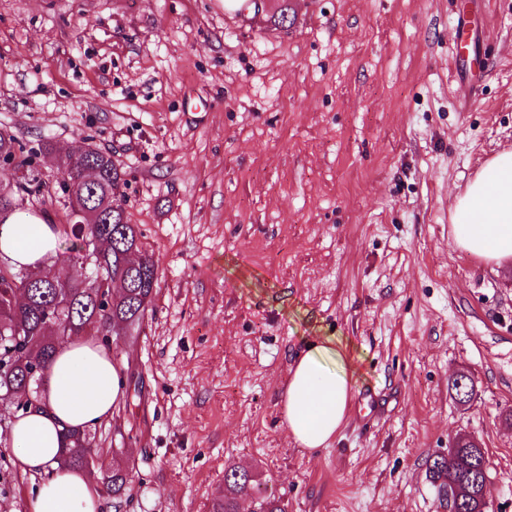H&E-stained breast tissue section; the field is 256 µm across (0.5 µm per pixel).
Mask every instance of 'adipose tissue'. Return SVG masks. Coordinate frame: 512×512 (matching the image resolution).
<instances>
[{
    "label": "adipose tissue",
    "mask_w": 512,
    "mask_h": 512,
    "mask_svg": "<svg viewBox=\"0 0 512 512\" xmlns=\"http://www.w3.org/2000/svg\"><path fill=\"white\" fill-rule=\"evenodd\" d=\"M455 245L486 262L512 257V151L489 160L451 211ZM59 228L31 212L0 223V258L10 265L42 263L59 247ZM344 356L331 341L308 343L288 369L282 412L303 448L327 447L343 424L351 388ZM124 379L112 349L77 336L57 352L44 380L43 405L18 418L7 432L16 465L49 471L33 491L31 512H98L99 493L82 471L61 467L64 430H85L111 419L124 398Z\"/></svg>",
    "instance_id": "obj_1"
}]
</instances>
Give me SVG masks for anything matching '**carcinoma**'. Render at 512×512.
<instances>
[{
  "label": "carcinoma",
  "mask_w": 512,
  "mask_h": 512,
  "mask_svg": "<svg viewBox=\"0 0 512 512\" xmlns=\"http://www.w3.org/2000/svg\"><path fill=\"white\" fill-rule=\"evenodd\" d=\"M38 151L26 149L6 129H0V160L12 164L11 170H26V175L5 183L0 192V212L14 213L32 195L51 196L47 183L34 175ZM124 172L109 152L99 148L69 158L63 172L68 199L69 220L59 225L60 237L72 235L67 251L56 259L29 270L0 265V392L18 390L26 394L33 379L30 371L48 366L67 336H82L97 329L108 336H127L138 331L156 295L159 276L151 256L142 253L141 231L128 222L118 187ZM88 214L86 223L72 221L76 208ZM99 240L105 253L103 277L123 278L128 288L104 299L105 282L72 280L65 285L51 282L56 261H73L89 242ZM61 463L80 470L88 466L77 449L90 444L84 431L67 429L62 434ZM427 473L438 496L453 498L455 512H476L477 496L486 481L483 448L459 436L449 455L426 459ZM126 462L117 458L112 468L99 470L100 479L112 489V496L122 499L128 490ZM251 499L255 512H285L280 499L263 496L259 474L229 467L224 472V496L210 503L208 512H239V502Z\"/></svg>",
  "instance_id": "obj_1"
}]
</instances>
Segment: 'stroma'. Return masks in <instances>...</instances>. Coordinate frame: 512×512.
<instances>
[{
  "label": "stroma",
  "mask_w": 512,
  "mask_h": 512,
  "mask_svg": "<svg viewBox=\"0 0 512 512\" xmlns=\"http://www.w3.org/2000/svg\"><path fill=\"white\" fill-rule=\"evenodd\" d=\"M1 127L52 144V186L56 153L110 151L158 265L139 336L112 339L138 390L90 431L95 462L129 464L102 512H207L230 464L287 512H445L425 460L462 434L485 451L487 512H512V262L450 232L512 151V0H257L244 24L224 0H0ZM320 338L352 376L312 452L282 394ZM369 394L391 398L375 418ZM42 479L0 448V512H30Z\"/></svg>",
  "instance_id": "35a3bbf8"
}]
</instances>
